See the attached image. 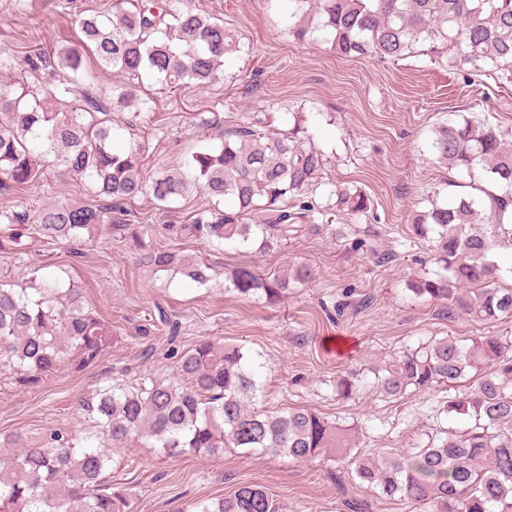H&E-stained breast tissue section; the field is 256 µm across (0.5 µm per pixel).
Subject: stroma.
I'll return each mask as SVG.
<instances>
[{"instance_id": "1", "label": "stroma", "mask_w": 512, "mask_h": 512, "mask_svg": "<svg viewBox=\"0 0 512 512\" xmlns=\"http://www.w3.org/2000/svg\"><path fill=\"white\" fill-rule=\"evenodd\" d=\"M114 0H0V51L21 57L76 42L79 15L111 9ZM224 23L240 44L226 60L224 79L202 90L167 88L146 81L156 121L133 126L126 138L145 142L152 170L179 167L202 144V120L223 129L268 112L276 129L301 123L325 166L309 198L321 217L304 224L288 243L259 253L249 247H206L174 238L167 227L189 223L206 204L190 192L165 210L150 197L131 202L133 223L158 248L199 253L216 272L205 287L149 281L126 242L114 233L92 241L63 242L45 249L30 240L24 257L0 252V280L25 284L48 274L73 278L85 307L111 325L112 340L82 368L60 362L35 384L17 385L0 370V458L20 445H41L50 431L78 439L95 430L82 404L102 385L134 384L142 374L162 376L171 363L161 351L168 334L157 326L158 309L180 322L176 344L187 349L208 339L243 346L261 366L260 407L269 411L304 407L351 427L360 451L403 450L441 429H464L466 421L429 412L438 392L382 397L357 381L349 398L337 381L380 363L401 347L431 336L465 340L481 335L480 324L450 314L439 303L415 297V281L441 269L431 242L412 229L415 212L430 200L498 192L480 169L448 168L431 152L436 127L474 115L512 135V82L474 76L457 67L447 49L417 46L392 61L345 59L330 35L293 41L288 35V0H190ZM356 186L373 202L360 220L334 210L335 186ZM52 202L102 206L106 200L86 182L54 168L24 189L0 192V208L37 214ZM305 265L314 277L288 289L278 302L242 298L226 287L231 270L247 266L269 277ZM154 347L152 358L140 353ZM110 474L128 491L129 512H177L191 502L223 496L240 482L261 485L287 503L288 512H349V501L367 512H415L409 502L376 497L333 463H297L237 450L168 458L150 441L135 438L113 446Z\"/></svg>"}]
</instances>
